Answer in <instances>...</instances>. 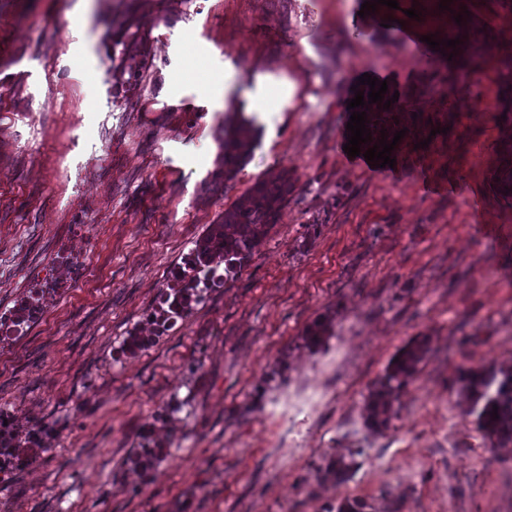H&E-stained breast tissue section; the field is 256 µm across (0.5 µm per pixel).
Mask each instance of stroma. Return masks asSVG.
Segmentation results:
<instances>
[{
	"label": "stroma",
	"instance_id": "1",
	"mask_svg": "<svg viewBox=\"0 0 512 512\" xmlns=\"http://www.w3.org/2000/svg\"><path fill=\"white\" fill-rule=\"evenodd\" d=\"M363 2L0 0V312L43 309L0 357L20 446L0 512H329L346 498L512 512V445L487 437L454 381L512 368V14L398 0L363 17ZM402 25L478 35L423 61ZM226 72L236 89L217 110ZM366 73L409 115L395 183L343 149ZM239 113L259 143L216 187L219 132ZM420 166L484 197L500 238L464 196L421 197ZM282 173L288 199L238 275L181 330L121 353L209 226ZM417 337L427 357L388 428H368L369 389ZM352 450L353 475L325 479Z\"/></svg>",
	"mask_w": 512,
	"mask_h": 512
}]
</instances>
